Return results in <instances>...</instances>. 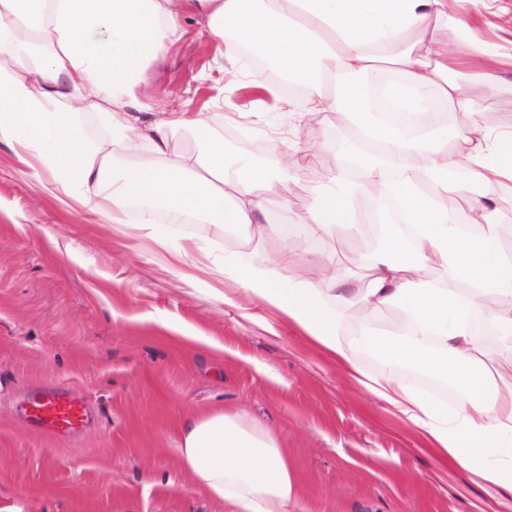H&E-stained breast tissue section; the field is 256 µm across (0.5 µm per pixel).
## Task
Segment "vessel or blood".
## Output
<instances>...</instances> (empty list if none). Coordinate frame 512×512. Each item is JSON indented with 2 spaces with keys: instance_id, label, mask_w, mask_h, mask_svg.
<instances>
[{
  "instance_id": "b4317fda",
  "label": "vessel or blood",
  "mask_w": 512,
  "mask_h": 512,
  "mask_svg": "<svg viewBox=\"0 0 512 512\" xmlns=\"http://www.w3.org/2000/svg\"><path fill=\"white\" fill-rule=\"evenodd\" d=\"M21 415L35 430L68 434L83 426L87 411L83 403L66 392L39 389L31 393Z\"/></svg>"
}]
</instances>
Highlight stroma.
Segmentation results:
<instances>
[{
    "instance_id": "1",
    "label": "stroma",
    "mask_w": 512,
    "mask_h": 512,
    "mask_svg": "<svg viewBox=\"0 0 512 512\" xmlns=\"http://www.w3.org/2000/svg\"><path fill=\"white\" fill-rule=\"evenodd\" d=\"M473 40L512 53V0L467 7ZM186 36L144 72L142 114L190 98L206 110L221 85L249 78L248 68L219 72L214 42ZM456 78L474 111L455 112L463 131L492 113L512 125V72L496 83L471 71ZM288 109L272 102L253 121L224 124L231 160L276 166L301 160L295 179L278 175L274 203L302 210L336 165V123L319 118L293 136ZM173 243L190 239L223 258L265 252L280 273L296 276L312 261L361 271L377 241L344 229L282 252L276 239L244 241L206 221L172 223ZM151 241L132 242L87 210L67 212L39 194L12 148L0 143V512H224L194 490L175 450L178 422L208 410L245 411L283 440L305 512H491L481 478L443 469L422 453L419 432L369 396L339 366L294 332L273 339L254 324L214 308L188 287L196 254L157 262ZM200 332L224 357L171 342L173 330ZM60 386L82 400L90 420L74 435L30 429L18 414L29 391Z\"/></svg>"
}]
</instances>
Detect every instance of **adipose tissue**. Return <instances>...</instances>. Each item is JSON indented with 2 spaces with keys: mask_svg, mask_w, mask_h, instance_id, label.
<instances>
[{
  "mask_svg": "<svg viewBox=\"0 0 512 512\" xmlns=\"http://www.w3.org/2000/svg\"><path fill=\"white\" fill-rule=\"evenodd\" d=\"M186 11L204 17L202 34L223 45L225 61L246 45L287 75L274 96L288 105L294 128L331 115L353 127L333 176L303 211L269 208L270 169L227 164L223 113L175 110L148 120L135 112L142 69L183 37ZM440 26L462 39L471 33L449 15L448 0H0V142L31 164L48 195L89 208L101 224L135 223L178 261L189 248L171 245L159 213L203 218L249 240L271 233L285 251L299 227L320 237L361 228L368 218L356 200L364 192L392 201L412 238L387 228L384 249L367 261L365 287L344 289L329 262L285 279L270 259L228 252L217 272L243 298L216 288L208 297L270 337L293 329L420 432L442 467L476 473L487 497L504 506L512 500V401L500 398L489 365L512 364V252L479 194L512 183V129L482 120L463 136L443 127L425 137L378 120L362 86L390 64L406 78L389 89L403 109L439 102L472 111L453 73L469 67L490 80L512 70V54L478 43L462 61L437 35ZM297 84L304 88L298 98ZM85 114L100 139L84 133ZM181 131L196 138L187 155L169 148ZM452 140L460 150L449 149ZM143 151L148 159L137 160ZM462 170L463 182L456 178ZM458 196L468 198L467 210L449 207ZM432 257L446 287L419 273ZM358 304L406 319L397 337L359 330L379 361L374 375L355 362L346 338ZM478 324L501 336L496 354L476 339ZM406 365L454 385V406L401 379ZM176 453L193 486L223 502L224 512H303L286 449L245 413H194L181 423Z\"/></svg>",
  "mask_w": 512,
  "mask_h": 512,
  "instance_id": "ef3b65f1",
  "label": "adipose tissue"
}]
</instances>
